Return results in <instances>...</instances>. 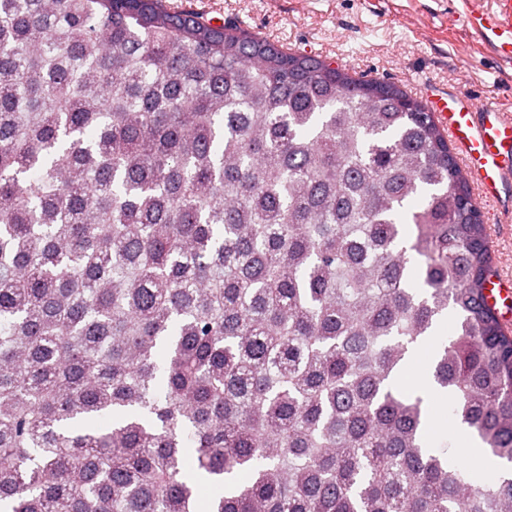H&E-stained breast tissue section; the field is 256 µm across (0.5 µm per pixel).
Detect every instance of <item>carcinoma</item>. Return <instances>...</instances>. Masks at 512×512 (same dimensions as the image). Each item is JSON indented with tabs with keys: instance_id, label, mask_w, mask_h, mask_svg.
Wrapping results in <instances>:
<instances>
[{
	"instance_id": "1",
	"label": "carcinoma",
	"mask_w": 512,
	"mask_h": 512,
	"mask_svg": "<svg viewBox=\"0 0 512 512\" xmlns=\"http://www.w3.org/2000/svg\"><path fill=\"white\" fill-rule=\"evenodd\" d=\"M482 215L399 85L166 0H0V512H512ZM195 471L217 487L203 500ZM456 327L457 317L448 310V317L446 316L441 324L438 336H433L429 340L430 344L428 347L416 346L404 362L400 373L404 388L412 390V382L418 375L422 373L431 374L434 352L438 342L441 340L447 341L450 337L454 336ZM428 407L429 413H436L439 416L440 421L439 427L430 431L427 429L426 437L429 443L433 444V446H438V443L441 442L442 446L448 447L446 449L449 453H457L461 444L457 442L449 432L450 428L455 422V416L453 415V411L450 409V406H448L446 409V407L440 401L433 402L428 397ZM446 427L448 428L447 432ZM457 435L462 440L464 447L461 455H454L450 458L453 463L460 462L464 459L470 467L475 470L489 467L488 470L497 469L498 472L507 473L512 477V464L508 469V465L503 463L497 466L493 461L488 459L483 451L482 447L475 440H472L470 431L467 427L462 425H455Z\"/></svg>"
}]
</instances>
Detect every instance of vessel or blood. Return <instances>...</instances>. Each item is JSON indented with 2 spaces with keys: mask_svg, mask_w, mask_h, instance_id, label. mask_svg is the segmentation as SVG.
Instances as JSON below:
<instances>
[{
  "mask_svg": "<svg viewBox=\"0 0 512 512\" xmlns=\"http://www.w3.org/2000/svg\"><path fill=\"white\" fill-rule=\"evenodd\" d=\"M456 18L463 30L488 42L501 63L512 64V0H493L480 7L464 0ZM427 107L447 134L468 180L484 202H500L512 193V115L483 103L465 92L454 91L428 98Z\"/></svg>",
  "mask_w": 512,
  "mask_h": 512,
  "instance_id": "1",
  "label": "vessel or blood"
}]
</instances>
